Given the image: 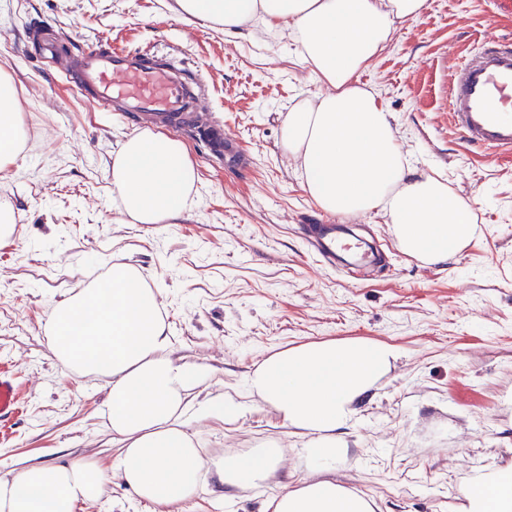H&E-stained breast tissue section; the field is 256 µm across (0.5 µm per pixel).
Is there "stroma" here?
<instances>
[{
    "instance_id": "35a3bbf8",
    "label": "stroma",
    "mask_w": 512,
    "mask_h": 512,
    "mask_svg": "<svg viewBox=\"0 0 512 512\" xmlns=\"http://www.w3.org/2000/svg\"><path fill=\"white\" fill-rule=\"evenodd\" d=\"M37 19L62 41L182 58L203 79L230 143L219 158L186 137L198 180L185 211L162 224L124 214L112 158L128 136L166 127L90 106L72 91L61 58H28ZM489 33L512 38V17L493 0H427L363 71L362 84L394 114L412 165L474 199L477 235L459 256L424 265L400 251L384 214L353 216L386 261L352 279L301 238V225L328 216L279 147L288 109L321 89L292 39L189 25L173 0H0V71L25 129L18 160L0 170V203L16 215L12 237L0 241V366L22 405L0 426V476L79 458L111 467L105 381L63 367L47 323L57 301L115 262L137 265L159 288L174 357L209 371L195 390L201 401L237 396L265 357L304 342L399 348L344 434L334 473L373 512H455L462 486L512 463V155L474 148L448 124V75ZM245 404L232 423H191L205 457L278 444L282 467L247 490L200 493L182 512H262L270 494L309 477L300 439L256 399ZM76 512L162 509L113 481Z\"/></svg>"
}]
</instances>
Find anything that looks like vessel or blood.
I'll return each instance as SVG.
<instances>
[{
	"label": "vessel or blood",
	"instance_id": "1",
	"mask_svg": "<svg viewBox=\"0 0 512 512\" xmlns=\"http://www.w3.org/2000/svg\"><path fill=\"white\" fill-rule=\"evenodd\" d=\"M89 104L111 112H142L164 122L186 111L203 85L190 78L182 60L160 62L110 46L88 44L70 56L63 70ZM449 120L471 145L512 151V42L491 35L481 52L456 66L448 87ZM305 236L329 261L346 268L368 257L361 239L345 224H308ZM18 414L14 380L0 372V424Z\"/></svg>",
	"mask_w": 512,
	"mask_h": 512
}]
</instances>
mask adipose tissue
<instances>
[{
  "label": "adipose tissue",
  "instance_id": "obj_1",
  "mask_svg": "<svg viewBox=\"0 0 512 512\" xmlns=\"http://www.w3.org/2000/svg\"><path fill=\"white\" fill-rule=\"evenodd\" d=\"M426 7L427 0H176L189 24L236 34L257 22L290 35L324 86L292 106L281 127L280 147L299 160L305 193L331 215L383 212L399 249L436 265L473 239L472 203L439 175L411 167L392 114L359 81L398 26ZM20 109L0 72V169L19 155ZM196 181L186 143L148 129L129 136L112 159V187L139 224L182 213ZM47 341L73 374L106 379L104 414L119 451L108 470L77 459L0 478V512H75L79 503L99 500L113 477L140 500L171 508L208 485L217 493L255 487L280 467L279 448L203 457L188 413L208 370L173 357L158 294L132 264H112L94 286L58 301ZM399 356L383 342L310 341L276 351L248 372L250 395L305 439L314 473L272 494L265 512H371L365 497L331 474L343 432L358 421L357 402ZM459 497L461 512H512V465L475 479Z\"/></svg>",
  "mask_w": 512,
  "mask_h": 512
}]
</instances>
